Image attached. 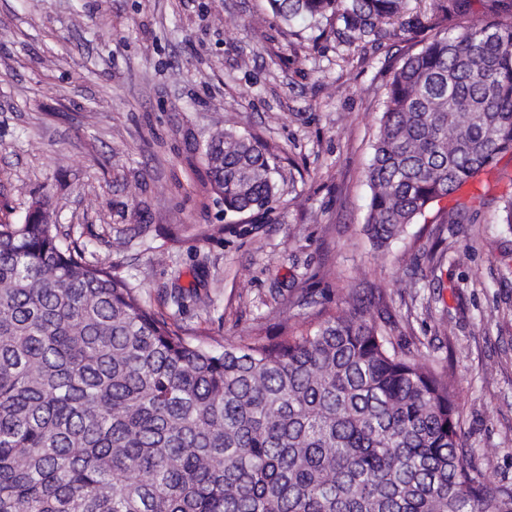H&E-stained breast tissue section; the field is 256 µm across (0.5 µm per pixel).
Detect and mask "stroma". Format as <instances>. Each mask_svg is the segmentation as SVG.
Masks as SVG:
<instances>
[{"label": "stroma", "mask_w": 512, "mask_h": 512, "mask_svg": "<svg viewBox=\"0 0 512 512\" xmlns=\"http://www.w3.org/2000/svg\"><path fill=\"white\" fill-rule=\"evenodd\" d=\"M432 31L353 46L268 0H0V219L38 200L90 259L204 344L321 309L389 319L447 369L467 458L512 487V155L375 250L366 172L388 85ZM274 156L265 213H225L202 150L220 129ZM487 199L452 224L457 203ZM205 279L209 313L174 290Z\"/></svg>", "instance_id": "obj_1"}]
</instances>
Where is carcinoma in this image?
Wrapping results in <instances>:
<instances>
[{
	"instance_id": "cac0c4a2",
	"label": "carcinoma",
	"mask_w": 512,
	"mask_h": 512,
	"mask_svg": "<svg viewBox=\"0 0 512 512\" xmlns=\"http://www.w3.org/2000/svg\"><path fill=\"white\" fill-rule=\"evenodd\" d=\"M284 22L376 42L408 0H270ZM432 0L446 25L387 88L367 171L377 249L512 154V0ZM224 211L275 197L255 138L203 151ZM445 370L397 351L357 308L276 341L218 347L146 305L37 202L0 220V512H512V487L466 460Z\"/></svg>"
}]
</instances>
